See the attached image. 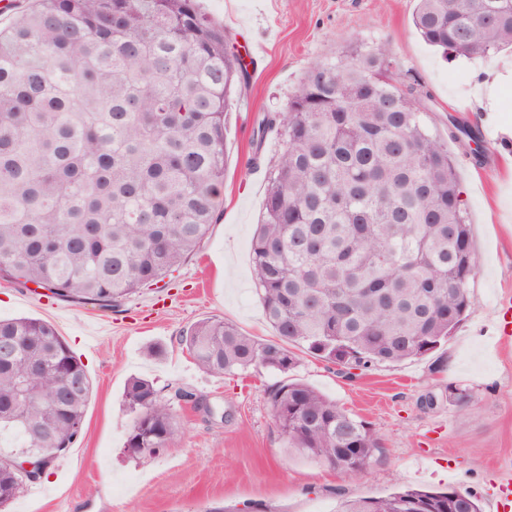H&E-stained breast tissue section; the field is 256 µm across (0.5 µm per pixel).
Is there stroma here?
I'll list each match as a JSON object with an SVG mask.
<instances>
[{
    "label": "stroma",
    "mask_w": 512,
    "mask_h": 512,
    "mask_svg": "<svg viewBox=\"0 0 512 512\" xmlns=\"http://www.w3.org/2000/svg\"><path fill=\"white\" fill-rule=\"evenodd\" d=\"M249 62V82L226 118L227 172L220 214L199 251L167 285L102 309L45 296L0 279V317L50 323L85 365L93 393L80 441L9 512H333L343 498L380 497L399 486L449 487L475 494L496 512L499 485L512 482V337L494 334L496 303L512 299V85L498 94L497 123L486 122L466 90L477 59L444 58L412 25L415 0H202ZM389 43L409 79L434 98L429 123L448 133L455 115L478 126L489 154L478 165L457 144L461 198L471 225L477 274L473 305L448 342L428 356L346 375L302 356L293 376L363 420L383 443L362 474L348 476L292 458L275 428L268 390L277 375L214 376L194 363L180 336L221 318L260 339L274 331L252 276L250 244L263 211L269 162L281 149L269 133L261 159L251 149L261 111H283L307 68L351 46ZM462 83H453V76ZM161 347L152 356L148 347ZM151 380L175 415L166 452L135 457L126 448L131 415L123 394L132 377ZM207 398L211 412L174 398L175 387ZM466 390L465 407L448 398Z\"/></svg>",
    "instance_id": "35a3bbf8"
}]
</instances>
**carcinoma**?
Instances as JSON below:
<instances>
[{
	"label": "carcinoma",
	"mask_w": 512,
	"mask_h": 512,
	"mask_svg": "<svg viewBox=\"0 0 512 512\" xmlns=\"http://www.w3.org/2000/svg\"><path fill=\"white\" fill-rule=\"evenodd\" d=\"M412 24L444 55L512 49V0H417ZM229 31L198 0H35L0 31V278L112 308L167 278L218 218L232 94L247 84ZM388 44L312 63L288 106L253 129L282 149L269 166L252 272L275 340L209 318L180 341L210 375H286L305 352L367 369L424 357L471 308L476 274L448 141L480 129L448 115L432 131ZM0 509L28 486L18 453L80 439L85 365L47 322L0 319ZM288 452L356 474L379 437L336 401L289 379L269 391ZM126 448L166 451L174 413L129 380ZM428 487L342 501L335 512H411ZM428 512H481L463 492Z\"/></svg>",
	"instance_id": "obj_1"
}]
</instances>
